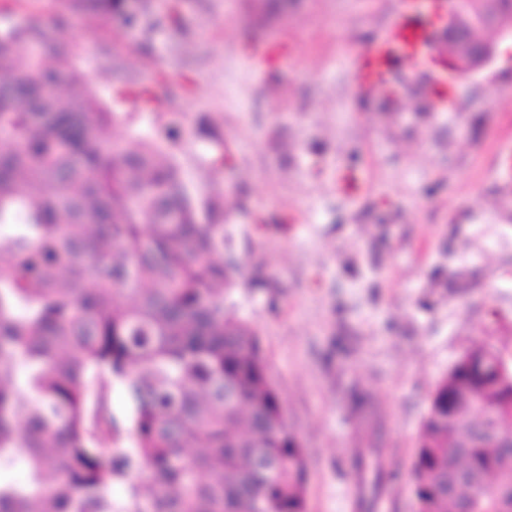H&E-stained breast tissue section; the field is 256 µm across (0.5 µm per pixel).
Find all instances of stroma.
Masks as SVG:
<instances>
[{"instance_id":"1","label":"stroma","mask_w":512,"mask_h":512,"mask_svg":"<svg viewBox=\"0 0 512 512\" xmlns=\"http://www.w3.org/2000/svg\"><path fill=\"white\" fill-rule=\"evenodd\" d=\"M407 2L154 0L152 27L89 16L60 32L125 115L112 138L180 126L190 184L223 199L232 300L307 453L308 512H412L430 392L473 345L512 355V195L495 162L512 146V50L449 74L443 112L426 63L403 64L396 96L355 93V60ZM62 8L0 0V28ZM203 117L223 146L198 137ZM366 448L396 480L355 470Z\"/></svg>"}]
</instances>
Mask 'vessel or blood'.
Here are the masks:
<instances>
[{
    "instance_id": "vessel-or-blood-1",
    "label": "vessel or blood",
    "mask_w": 512,
    "mask_h": 512,
    "mask_svg": "<svg viewBox=\"0 0 512 512\" xmlns=\"http://www.w3.org/2000/svg\"><path fill=\"white\" fill-rule=\"evenodd\" d=\"M421 54L426 55L435 68L431 78L432 94L437 103H445L448 99L445 77L448 58L439 50L421 19L407 8L401 10L382 38L360 55L354 74L356 91L364 93L390 88L403 62Z\"/></svg>"
}]
</instances>
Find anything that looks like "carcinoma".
Wrapping results in <instances>:
<instances>
[{
	"label": "carcinoma",
	"instance_id": "carcinoma-1",
	"mask_svg": "<svg viewBox=\"0 0 512 512\" xmlns=\"http://www.w3.org/2000/svg\"><path fill=\"white\" fill-rule=\"evenodd\" d=\"M0 29V512H307L306 456L259 332L227 296L240 271L217 198L142 135L109 137L104 107L57 52L73 16L135 28L149 0H64ZM482 358L428 397L409 471L415 512H501L512 447L458 444L448 400L512 403ZM130 402L121 439L108 395ZM22 468L24 479L6 474ZM461 470L489 480L453 495ZM121 484L126 495L112 497Z\"/></svg>",
	"mask_w": 512,
	"mask_h": 512
}]
</instances>
